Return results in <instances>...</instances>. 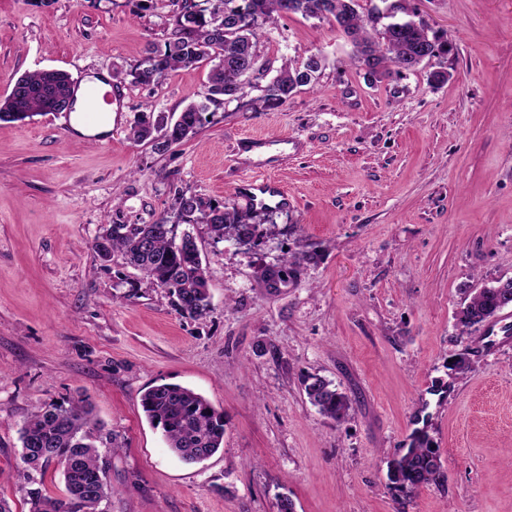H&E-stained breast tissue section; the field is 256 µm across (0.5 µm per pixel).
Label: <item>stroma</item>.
Listing matches in <instances>:
<instances>
[{
    "label": "stroma",
    "mask_w": 512,
    "mask_h": 512,
    "mask_svg": "<svg viewBox=\"0 0 512 512\" xmlns=\"http://www.w3.org/2000/svg\"><path fill=\"white\" fill-rule=\"evenodd\" d=\"M447 55L370 81L335 23L287 14L259 44L263 73L318 55V79L282 107L230 103L166 153L130 140L144 112L178 115L209 64L127 82L111 133L79 141L68 116L0 122V497L28 512L24 420L86 395L119 447L109 512H512V318L462 337L468 292L512 277V0H419ZM169 0H0V100L26 73L78 82L129 69L169 33ZM270 142L265 161L244 138ZM292 199L254 244L194 224L212 311L195 320L93 240L172 212L176 190L245 207L242 180ZM309 252L287 285L265 269ZM470 359L459 376L458 354ZM317 375L352 401L338 425L307 401ZM179 384L224 413V446L188 464L141 395ZM426 427L441 482L395 491L387 462Z\"/></svg>",
    "instance_id": "obj_1"
}]
</instances>
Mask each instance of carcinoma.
<instances>
[{"label":"carcinoma","instance_id":"1","mask_svg":"<svg viewBox=\"0 0 512 512\" xmlns=\"http://www.w3.org/2000/svg\"><path fill=\"white\" fill-rule=\"evenodd\" d=\"M170 0L171 32L163 46L149 45L145 55L123 76L135 85L151 86L165 73L212 63L208 81L199 93L200 102L188 105L170 121V138L178 143L197 134L207 115L226 103L237 102L256 110H274L284 105L294 90L316 79L322 58L311 55L299 65L284 62L278 74L261 89V95L245 100L246 80L260 70L257 44L283 14L308 18L332 17L346 24L357 66L369 67L380 80L393 68H417L422 58L448 52V39L429 34L409 0L394 3L395 15L383 27L368 21L357 0ZM16 92L0 102V121H23L39 113L75 109L70 96L71 77L62 70H43L18 77ZM164 117L141 114L129 129L135 141H151L157 153L169 150L168 142L152 141L153 130ZM174 206L185 224L208 225L211 237L220 242L233 238L246 242L255 236L256 225L239 207L214 203L179 191ZM179 225L166 216L149 224L115 222L103 237L112 253H120L128 264L169 295L174 306L191 318L207 317L211 297L206 267L191 234L178 233ZM314 259L311 253L290 255L270 274L282 283L296 267ZM512 302V288L483 287L465 298L458 314L461 332H476L481 323L494 318ZM309 403L340 425L350 418L351 399L332 382L318 376L303 381ZM143 411L152 425L162 430L167 447L188 464L203 461L224 445V413L200 394L176 384L149 387L141 396ZM88 399L78 398L69 406L52 403L31 414L20 432L22 444L20 478L37 483L49 466L61 473L66 495L53 497L35 488L27 491L28 512H103L95 487L106 482L108 455L116 448L112 432L103 431L91 418ZM388 479L406 496L442 479L438 451L431 447L425 431L413 432L408 448L390 461Z\"/></svg>","mask_w":512,"mask_h":512}]
</instances>
